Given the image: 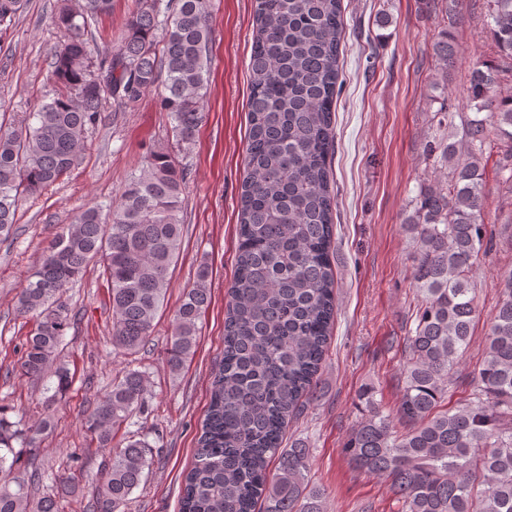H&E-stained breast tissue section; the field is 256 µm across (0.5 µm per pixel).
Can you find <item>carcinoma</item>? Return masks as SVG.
Wrapping results in <instances>:
<instances>
[{"label":"carcinoma","instance_id":"obj_1","mask_svg":"<svg viewBox=\"0 0 512 512\" xmlns=\"http://www.w3.org/2000/svg\"><path fill=\"white\" fill-rule=\"evenodd\" d=\"M25 0H0V36ZM112 0L58 7L65 40L51 55L55 94L28 117L0 127V237L13 233L20 202L47 190L83 158L104 100L120 104L160 86L177 144L188 149L205 118L212 30L209 0H130L117 44L96 55L90 21ZM494 59L469 71L464 99L472 113L438 112L454 134L429 146L448 163V181L424 186L404 221L416 242L412 282L415 327L405 341L396 416L360 394L365 415L344 454L360 471L384 477L396 512H512V269L498 276V300L470 397L447 406L448 385L474 340L479 316L475 276L492 248L483 215L484 159L495 157L512 190V0H487ZM248 65L249 133L239 207L238 248L224 318V357L214 373L195 459L184 474L180 512H326L324 492L309 484L310 449H281L288 420L317 397L336 315L330 260L334 199L328 157L343 32L341 0H255ZM162 51H156L157 37ZM443 79L457 61L446 33L432 46ZM460 123H455V119ZM187 169L167 149L131 175L118 203L77 212L47 246L19 293L17 312L36 319L20 367L49 378L48 400L73 383L56 365L69 310L63 293L91 264L99 266L112 305V346L133 355L149 342L183 240ZM209 272L183 290L167 364L179 372L194 354L198 321L211 301ZM148 380L135 369L112 381L87 418L98 446L111 448L121 427L147 403ZM51 415L24 423L0 407V512H58L56 494L36 498L38 469L18 465L15 447L37 448ZM152 465L149 444L134 433L112 448L88 512H123Z\"/></svg>","mask_w":512,"mask_h":512}]
</instances>
